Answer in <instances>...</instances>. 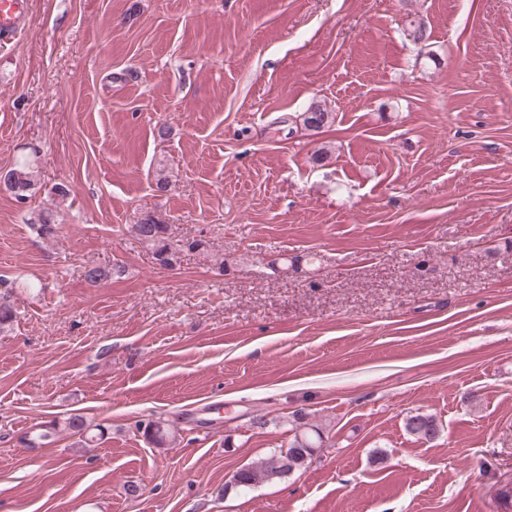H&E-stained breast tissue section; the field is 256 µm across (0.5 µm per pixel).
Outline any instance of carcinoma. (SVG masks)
<instances>
[{"mask_svg": "<svg viewBox=\"0 0 512 512\" xmlns=\"http://www.w3.org/2000/svg\"><path fill=\"white\" fill-rule=\"evenodd\" d=\"M407 39L416 44L427 41L424 23L416 18L408 20L405 28ZM299 123L307 131L320 132L334 122L333 113L327 111L319 101L312 102L307 110L298 116ZM8 180L4 182L5 189L19 204L27 203L38 190L39 170L35 161L22 157L7 171ZM37 226L39 235L51 237L56 231L54 214L47 209L38 214ZM136 238L147 248L152 258L162 268L172 269L178 263L181 254L189 250L203 256L208 255V243L203 239H176L169 233L168 225L159 224L151 218H146L132 225ZM122 273L118 267H87L84 271L88 283L98 284L110 277ZM406 431L419 440L434 441L440 432V426L435 416L417 413L405 421ZM143 434L156 446L165 447L176 443V435L169 432L158 422L145 424ZM320 429L311 431L297 430L288 441V452H274L259 464L239 470L233 477L234 484L241 487H251L259 483L281 478L312 461L316 449L322 447Z\"/></svg>", "mask_w": 512, "mask_h": 512, "instance_id": "1", "label": "carcinoma"}]
</instances>
